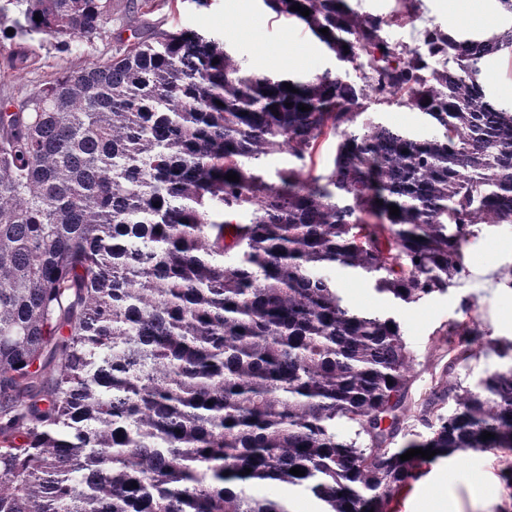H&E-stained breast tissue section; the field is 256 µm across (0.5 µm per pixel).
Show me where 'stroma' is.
Segmentation results:
<instances>
[{"mask_svg":"<svg viewBox=\"0 0 512 512\" xmlns=\"http://www.w3.org/2000/svg\"><path fill=\"white\" fill-rule=\"evenodd\" d=\"M111 19L104 32L74 43L71 51L57 52L51 38L28 45L30 65L16 71L12 58L18 45L0 42V100L20 99L63 71H75L91 61L110 57L118 38L137 31L191 29L216 35L234 49L244 67L270 74L288 72L308 77L334 68L336 61L301 23L284 22L268 13L261 0H213L209 9H197L183 0L170 10L165 0H110ZM415 24L387 28L389 41L417 45L427 22L444 30L488 32L512 24L499 10L497 0L461 11L458 0H419ZM487 92L501 102H512V57L488 58L482 67ZM465 251L470 271L468 287L450 286L417 303L396 306L379 294L373 281L343 269H333L345 302L358 310L396 318L404 340L414 355L410 373L413 402L426 398L437 384L475 386L487 374L512 369V357L501 358L475 347L470 359L448 365L450 322L469 319L489 338L512 342V224H477ZM493 265L496 285H478L476 271ZM507 463L496 453L458 452L428 464L392 503L393 512H433L446 502L445 512H512V491L502 477Z\"/></svg>","mask_w":512,"mask_h":512,"instance_id":"35a3bbf8","label":"stroma"}]
</instances>
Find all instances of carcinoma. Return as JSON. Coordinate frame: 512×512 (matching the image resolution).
Returning <instances> with one entry per match:
<instances>
[{
  "label": "carcinoma",
  "mask_w": 512,
  "mask_h": 512,
  "mask_svg": "<svg viewBox=\"0 0 512 512\" xmlns=\"http://www.w3.org/2000/svg\"><path fill=\"white\" fill-rule=\"evenodd\" d=\"M262 3L336 69L281 78L217 37L134 32L0 101V512H291L256 493L277 485L320 512H389L428 463L409 449L512 456V370L413 406L399 323L351 309L321 274L364 273L409 305L468 275L470 226L512 223V106L480 81L512 26L430 22L411 46L383 36L410 8ZM109 17V0H0V40L67 52ZM368 100L418 110L435 135L383 125ZM281 152L291 166L269 183L255 161ZM480 341L512 352L454 322L450 363Z\"/></svg>",
  "instance_id": "1"
}]
</instances>
